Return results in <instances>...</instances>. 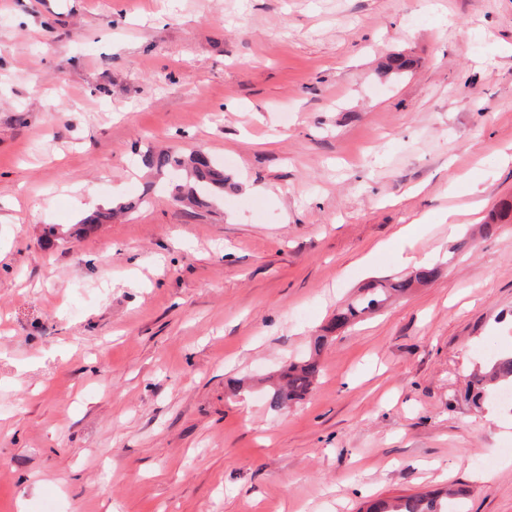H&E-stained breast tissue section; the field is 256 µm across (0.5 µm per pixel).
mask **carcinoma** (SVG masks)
I'll return each instance as SVG.
<instances>
[{"label":"carcinoma","mask_w":512,"mask_h":512,"mask_svg":"<svg viewBox=\"0 0 512 512\" xmlns=\"http://www.w3.org/2000/svg\"><path fill=\"white\" fill-rule=\"evenodd\" d=\"M145 164L159 171L170 167H184L188 171L189 182L175 194V198H185L198 206L207 204L211 196L224 193V187L231 176L224 169L211 163L200 151L187 157H178L167 151L150 153ZM512 216V204L505 203L491 213L482 226L485 235L493 234L497 224ZM436 269H423L409 278L373 281L361 289L360 295L351 303L336 310L325 331L341 329L362 316L383 308L392 298L402 295L417 285H423L435 278ZM328 340L321 335L314 339L308 357L292 362L280 376V381L268 394L269 407L275 411L286 410L303 400L311 391L314 381L321 372L319 355ZM512 386V352H501L490 361L485 371L472 375L465 392V398L475 407H483L490 395L504 386ZM455 493L428 491L392 498H377L364 503L359 512H462V506L451 500Z\"/></svg>","instance_id":"cac0c4a2"}]
</instances>
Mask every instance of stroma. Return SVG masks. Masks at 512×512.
Instances as JSON below:
<instances>
[{"mask_svg":"<svg viewBox=\"0 0 512 512\" xmlns=\"http://www.w3.org/2000/svg\"><path fill=\"white\" fill-rule=\"evenodd\" d=\"M198 149L205 207L143 161ZM505 202L512 0H0V512H512V411L464 398L512 351V221L472 214ZM410 254L437 276L271 410ZM328 337L316 336L309 356L288 365L287 370L281 374L278 384L268 394L271 409L288 410L309 394L321 372L319 355ZM455 495L448 490H435L377 498L365 502L359 512H463L461 504L451 500Z\"/></svg>","mask_w":512,"mask_h":512,"instance_id":"stroma-1","label":"stroma"}]
</instances>
